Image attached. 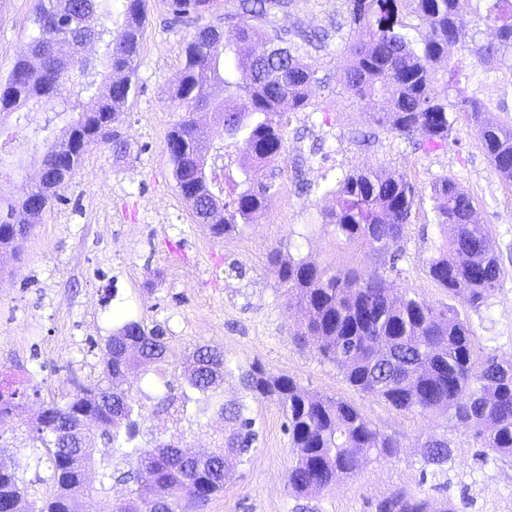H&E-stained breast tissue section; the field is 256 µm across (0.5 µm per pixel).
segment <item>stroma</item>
<instances>
[{"instance_id":"stroma-1","label":"stroma","mask_w":512,"mask_h":512,"mask_svg":"<svg viewBox=\"0 0 512 512\" xmlns=\"http://www.w3.org/2000/svg\"><path fill=\"white\" fill-rule=\"evenodd\" d=\"M33 0H0V79L27 41ZM165 0H146L137 59L138 90L116 129L130 151L91 147L60 199L37 219L21 254L0 270V381L22 389L18 417L0 425V445L15 461L32 497L52 492L36 476L28 430L43 406L66 402L80 386L98 384L106 336L134 318L166 331L172 364L193 347H223L233 366L258 362L294 378L305 389L348 401L380 432L396 438V454L369 462L354 477L309 496L289 492L293 456L286 418L271 401H249L256 449L233 462L223 491L192 512H375L376 502L401 489L436 503L468 496L466 512H512V462L495 461L468 431L446 416L421 417L394 409L351 388L334 364L312 346L298 345L299 309L269 269L273 249L320 265L362 272L377 260L368 248L337 245L321 221L333 205L331 189L358 168L397 171L416 187L450 176L477 202L481 223L493 229L502 261L498 287L486 306L470 308L428 275L426 261L440 238L430 202L413 207L399 243L396 285L436 309L455 307L475 335L474 357L512 358V184L492 168L465 120L447 142L424 152L410 140L370 128L360 104L344 87L343 48L358 37L347 24L346 0H294L272 15L270 27L322 28L326 48L311 52L313 111L286 112L285 151L277 190L258 223L221 239L195 222L171 174L164 145L178 115L170 96L183 67L191 30L167 22ZM10 165L0 168V198L16 196L39 175V155L14 126L0 120ZM447 437L452 456L425 464L428 437Z\"/></svg>"}]
</instances>
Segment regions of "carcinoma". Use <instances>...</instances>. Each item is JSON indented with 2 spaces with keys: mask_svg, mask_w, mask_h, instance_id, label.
<instances>
[{
  "mask_svg": "<svg viewBox=\"0 0 512 512\" xmlns=\"http://www.w3.org/2000/svg\"><path fill=\"white\" fill-rule=\"evenodd\" d=\"M292 0H238L236 12L219 26L198 23L216 0H167L173 22L194 28L184 49V65L174 95L181 119L164 150L174 179L196 223L212 237L235 234L262 216L274 183L256 181L251 169L278 161L284 149V110L310 106L314 71L310 51L326 46V31L268 30L271 14ZM350 23L363 38L348 43L344 82L368 121L397 136H420L430 150L448 141L455 118L449 98L462 110L495 171L512 181V0H346ZM146 0H37L27 55L0 81V114L43 148V181L34 186L50 207L84 153L112 143L127 146L112 129L128 103L136 73ZM419 20V37L409 35L402 10ZM473 16L474 27L463 22ZM491 38H479L481 27ZM455 47L461 57L448 58ZM447 60L448 96L432 93L436 65ZM235 105L224 107L227 99ZM224 112V139L214 144L197 132L194 114L209 106ZM248 147L240 164L243 179L226 173L228 141ZM335 205L323 223L336 241L361 244L380 257L378 268L360 273L320 266L304 258L269 256L270 271L292 292L302 311L298 342L313 339L357 391L394 409L427 416H450L480 440L484 455L512 462V360L473 356L470 323L450 306L396 292L398 243L410 223L415 187L402 173L381 175L358 169L331 191ZM437 226L451 228L427 261L428 274L448 296L478 310L501 277L491 248L492 228L477 219L473 197L453 177H440L420 190ZM29 194L21 191L0 215L26 225ZM25 234L0 230V252L13 254ZM104 381L78 389L63 403H50L29 428L31 447L45 449L52 497L28 499L11 458L0 453V510L28 500L27 512H73L77 498L108 493L112 482L128 485L115 512H189L224 489L226 458L247 454L256 433L246 399L278 402L287 418L293 462L287 485L297 495L320 492L356 474L366 461H381L399 443L372 428L349 402L312 393L286 375L260 364L241 372L244 396L224 400V379L233 374L224 350L198 345L188 355L181 381L167 378L168 346L159 325L127 320L106 339ZM152 374L157 394H133L126 373ZM17 389L0 387V421L18 407ZM97 432L78 429L84 415ZM217 416L225 429L216 449L201 459L183 449L185 426ZM446 439L423 445L426 464L448 462ZM376 512H457L448 504L436 511L427 498L393 493Z\"/></svg>",
  "mask_w": 512,
  "mask_h": 512,
  "instance_id": "cac0c4a2",
  "label": "carcinoma"
}]
</instances>
